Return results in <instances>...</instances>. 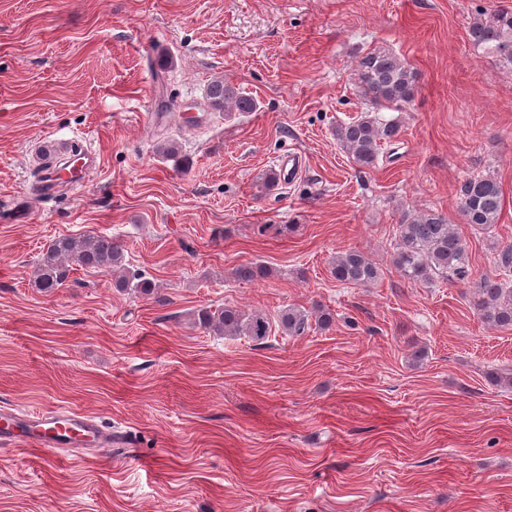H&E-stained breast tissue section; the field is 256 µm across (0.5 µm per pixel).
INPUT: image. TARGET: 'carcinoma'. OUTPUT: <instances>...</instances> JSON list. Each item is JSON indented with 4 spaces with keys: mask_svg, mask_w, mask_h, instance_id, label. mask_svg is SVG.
I'll return each instance as SVG.
<instances>
[{
    "mask_svg": "<svg viewBox=\"0 0 512 512\" xmlns=\"http://www.w3.org/2000/svg\"><path fill=\"white\" fill-rule=\"evenodd\" d=\"M472 42L496 53L512 65V13L499 11L474 22L469 30ZM357 84L365 99L376 110H397L412 102L416 85L414 73L397 57L381 50L362 56L356 64ZM212 108L228 112L255 110L252 98L238 92L222 80L207 88ZM394 119L366 114L336 128V139L349 158L359 167H375L380 150L399 135ZM500 181L491 174L466 178L458 190L457 213L463 224L487 229L498 223L503 208ZM494 266L503 273L512 272V245L493 248ZM394 265L408 282H428L435 278L471 288L473 310L490 327L512 328V281L495 276L472 278L473 269L466 243L444 215L425 210L406 217L398 225V242ZM103 273H120L116 287L128 288L142 295L155 292L154 284L126 266L121 245L108 235H66L53 240L42 254L35 269V285L49 293L61 287L72 267ZM336 282L343 285L368 286L378 276V267L362 252L349 250L336 256L330 266ZM238 279L255 281L269 275L261 264L247 263L235 270ZM322 328L334 321L330 309L307 311L290 307L280 314V327L288 336H302L310 327V317ZM195 322L220 336H247L263 342L269 335V322L261 313H246L233 306L197 311Z\"/></svg>",
    "mask_w": 512,
    "mask_h": 512,
    "instance_id": "obj_1",
    "label": "carcinoma"
}]
</instances>
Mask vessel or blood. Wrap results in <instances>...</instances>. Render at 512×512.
<instances>
[{"label":"vessel or blood","mask_w":512,"mask_h":512,"mask_svg":"<svg viewBox=\"0 0 512 512\" xmlns=\"http://www.w3.org/2000/svg\"><path fill=\"white\" fill-rule=\"evenodd\" d=\"M49 175L36 184L33 195L37 198L54 195L65 185H86L95 174L99 162L96 153L85 137L74 135L56 138L47 154ZM277 173L284 185H291L302 173V163L295 149H288L276 160ZM26 413L0 410V441L20 442L37 449L54 447L82 448L110 440L101 433L100 427L84 416L60 408L50 411L36 425H28Z\"/></svg>","instance_id":"b4317fda"}]
</instances>
